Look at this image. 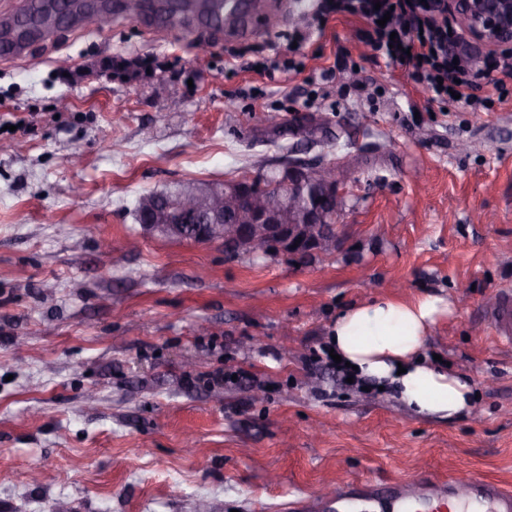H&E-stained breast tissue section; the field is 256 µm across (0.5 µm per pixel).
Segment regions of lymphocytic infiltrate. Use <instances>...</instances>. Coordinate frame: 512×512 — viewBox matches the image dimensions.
Instances as JSON below:
<instances>
[{
  "instance_id": "f902f5d3",
  "label": "lymphocytic infiltrate",
  "mask_w": 512,
  "mask_h": 512,
  "mask_svg": "<svg viewBox=\"0 0 512 512\" xmlns=\"http://www.w3.org/2000/svg\"><path fill=\"white\" fill-rule=\"evenodd\" d=\"M335 14L363 20V39L372 57L404 68L447 111H487L488 99L481 94L487 84L500 95L508 93L502 62L459 59L465 38L448 23L447 0H318V29H325Z\"/></svg>"
}]
</instances>
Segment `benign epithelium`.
<instances>
[{
    "label": "benign epithelium",
    "mask_w": 512,
    "mask_h": 512,
    "mask_svg": "<svg viewBox=\"0 0 512 512\" xmlns=\"http://www.w3.org/2000/svg\"><path fill=\"white\" fill-rule=\"evenodd\" d=\"M448 10L465 34L491 50L512 51V0H448ZM350 178L333 163L290 161L272 178L278 195L266 196L264 178L245 176L227 188L157 195L155 223L142 225L145 235L185 237L199 243L222 237L224 253L236 257L248 249L290 256L323 252L336 238V225L320 212V192L344 201L341 185Z\"/></svg>",
    "instance_id": "1"
}]
</instances>
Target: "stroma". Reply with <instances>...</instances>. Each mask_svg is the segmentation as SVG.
<instances>
[{
  "mask_svg": "<svg viewBox=\"0 0 512 512\" xmlns=\"http://www.w3.org/2000/svg\"><path fill=\"white\" fill-rule=\"evenodd\" d=\"M315 5L245 39L146 8L0 54V512H336L421 471L512 491V348L487 325L512 288V95L426 112L341 15L303 75L253 71ZM292 152L354 173L335 252L142 235L140 195ZM394 295L449 302L422 353L468 381L469 414L417 417L318 361L337 316Z\"/></svg>",
  "mask_w": 512,
  "mask_h": 512,
  "instance_id": "stroma-1",
  "label": "stroma"
}]
</instances>
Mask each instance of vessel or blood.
Masks as SVG:
<instances>
[{"label": "vessel or blood", "instance_id": "vessel-or-blood-1", "mask_svg": "<svg viewBox=\"0 0 512 512\" xmlns=\"http://www.w3.org/2000/svg\"><path fill=\"white\" fill-rule=\"evenodd\" d=\"M488 320L495 339L512 346V290L501 289ZM393 512H512V492L472 474L442 479L423 471L394 500Z\"/></svg>", "mask_w": 512, "mask_h": 512}]
</instances>
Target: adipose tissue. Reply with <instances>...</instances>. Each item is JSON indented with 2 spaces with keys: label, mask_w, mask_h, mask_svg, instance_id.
I'll return each mask as SVG.
<instances>
[{
  "label": "adipose tissue",
  "mask_w": 512,
  "mask_h": 512,
  "mask_svg": "<svg viewBox=\"0 0 512 512\" xmlns=\"http://www.w3.org/2000/svg\"><path fill=\"white\" fill-rule=\"evenodd\" d=\"M445 304L436 296L375 298L352 306L331 327V345L356 375L391 387L416 415L453 420L472 408L460 376L422 360L426 337Z\"/></svg>",
  "instance_id": "obj_1"
}]
</instances>
